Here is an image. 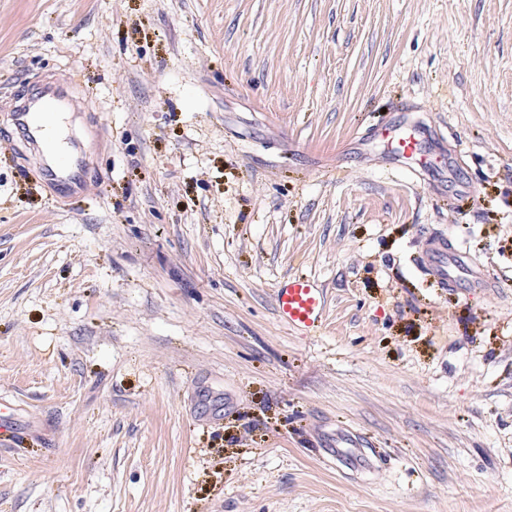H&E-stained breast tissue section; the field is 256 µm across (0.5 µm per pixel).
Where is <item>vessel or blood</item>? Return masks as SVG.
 <instances>
[{
	"label": "vessel or blood",
	"instance_id": "1",
	"mask_svg": "<svg viewBox=\"0 0 512 512\" xmlns=\"http://www.w3.org/2000/svg\"><path fill=\"white\" fill-rule=\"evenodd\" d=\"M77 107V102L67 90L48 85L35 97L16 105L12 120L27 141L36 146L40 143L43 116ZM374 135L380 139L396 138L397 150L405 159L415 160L420 155V127H412L410 134L400 137L396 134L395 126L387 124L375 130ZM425 264L433 278L444 286L456 282L462 275L482 284L488 281L486 274L468 262L463 251L443 238L429 240ZM275 303L278 318L283 324L300 335L309 336L315 334L324 322L327 294L315 279L291 276L278 285ZM323 457L343 471L363 469L371 464L362 440L345 429L328 436Z\"/></svg>",
	"mask_w": 512,
	"mask_h": 512
}]
</instances>
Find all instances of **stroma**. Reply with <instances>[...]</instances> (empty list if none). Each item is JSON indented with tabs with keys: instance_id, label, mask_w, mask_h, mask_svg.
I'll return each mask as SVG.
<instances>
[{
	"instance_id": "1",
	"label": "stroma",
	"mask_w": 512,
	"mask_h": 512,
	"mask_svg": "<svg viewBox=\"0 0 512 512\" xmlns=\"http://www.w3.org/2000/svg\"><path fill=\"white\" fill-rule=\"evenodd\" d=\"M47 82L67 194L9 134ZM0 414V512H512V0H0ZM424 132L420 127L411 125V133L398 138V153L407 160H417L421 151V140ZM465 257V253L450 241L431 239L428 241L425 264L433 278L444 286L456 283L460 274L484 285L491 284L486 274ZM279 320L302 336L315 334L324 322L327 294L309 277L291 276L276 288ZM323 459L342 471L363 469L371 461L364 451L363 441L352 431L340 429L327 437L323 447Z\"/></svg>"
}]
</instances>
